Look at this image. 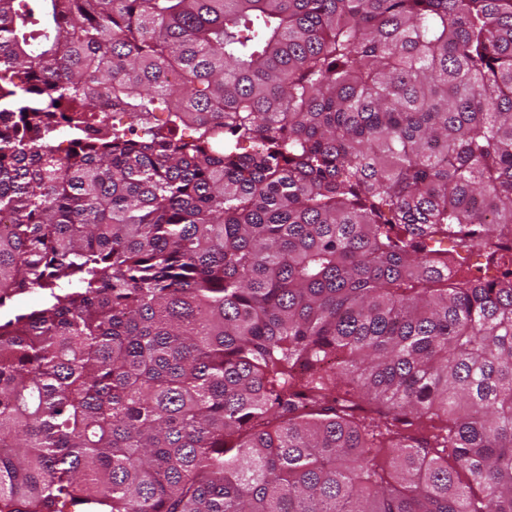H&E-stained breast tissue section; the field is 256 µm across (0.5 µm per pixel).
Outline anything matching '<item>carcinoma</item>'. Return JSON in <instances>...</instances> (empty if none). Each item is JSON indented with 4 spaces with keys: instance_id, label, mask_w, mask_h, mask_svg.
<instances>
[{
    "instance_id": "cac0c4a2",
    "label": "carcinoma",
    "mask_w": 512,
    "mask_h": 512,
    "mask_svg": "<svg viewBox=\"0 0 512 512\" xmlns=\"http://www.w3.org/2000/svg\"><path fill=\"white\" fill-rule=\"evenodd\" d=\"M511 228L512 0H0V512H512ZM430 245L435 249H448V251L457 249L463 257L465 268H469V273L482 280H493L500 276L499 268L489 262L484 252H467L466 250L456 247L452 239H444L439 243L431 242Z\"/></svg>"
}]
</instances>
